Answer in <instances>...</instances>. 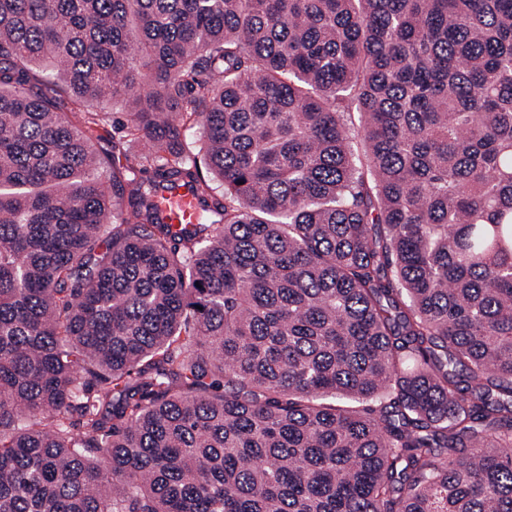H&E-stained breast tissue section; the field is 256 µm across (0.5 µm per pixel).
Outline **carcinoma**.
Returning <instances> with one entry per match:
<instances>
[{"mask_svg":"<svg viewBox=\"0 0 512 512\" xmlns=\"http://www.w3.org/2000/svg\"><path fill=\"white\" fill-rule=\"evenodd\" d=\"M0 512H512V0H0ZM163 207L170 224H195L198 218V205L195 197L186 188H178L165 194Z\"/></svg>","mask_w":512,"mask_h":512,"instance_id":"carcinoma-1","label":"carcinoma"}]
</instances>
